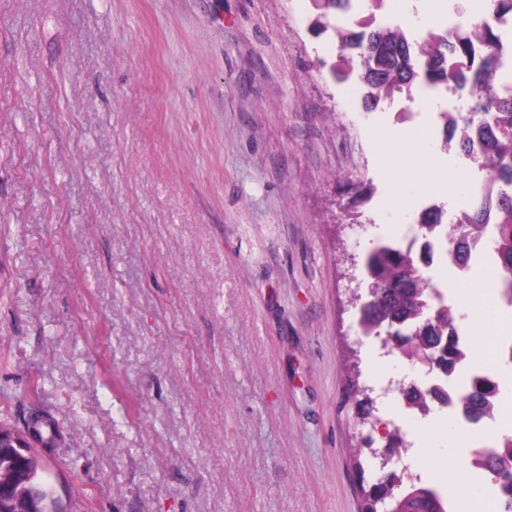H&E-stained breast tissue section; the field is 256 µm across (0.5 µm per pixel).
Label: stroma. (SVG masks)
Here are the masks:
<instances>
[{"instance_id": "1", "label": "stroma", "mask_w": 512, "mask_h": 512, "mask_svg": "<svg viewBox=\"0 0 512 512\" xmlns=\"http://www.w3.org/2000/svg\"><path fill=\"white\" fill-rule=\"evenodd\" d=\"M482 0H360L344 22L423 37ZM313 0H0V426L38 448L63 512H360L350 450L400 432L394 472L489 494L484 430L381 389L425 369L360 341L373 243L477 205L444 96L373 109L336 80ZM413 136L401 152L400 135ZM433 280L467 342L512 336L481 268ZM40 426H44L45 431H42ZM27 427L34 437L38 438L45 445H51L59 434V424L39 414L31 416Z\"/></svg>"}]
</instances>
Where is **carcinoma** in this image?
Here are the masks:
<instances>
[{
	"instance_id": "obj_1",
	"label": "carcinoma",
	"mask_w": 512,
	"mask_h": 512,
	"mask_svg": "<svg viewBox=\"0 0 512 512\" xmlns=\"http://www.w3.org/2000/svg\"><path fill=\"white\" fill-rule=\"evenodd\" d=\"M320 10L315 34L328 30L337 37L340 49L338 72L352 74L363 83L369 95L365 106L372 109L396 92H409L413 86L433 92L453 88L468 91L471 99L486 109H477L463 117L456 112L442 113L445 142L457 141L464 152H476L483 159L482 203L472 213L456 219L453 234L439 239L452 260H467L472 243L486 231L489 207L495 210L496 252L505 271L512 274V82L501 66L503 36L496 23L512 14V0H490L489 14L479 20L465 19L442 31L430 32L419 43H412L401 26L388 22L360 29L342 25L351 0H314ZM442 210L431 207L417 220L416 237L433 249L432 238L441 226ZM365 268L377 281L378 294L373 309L359 323L362 336H372V324L382 315L395 321L398 334L386 338L392 348L414 362L428 346L433 363L452 375L470 354L459 344L458 326L452 308L426 274V262L413 248L396 242L375 244L367 253ZM498 392L490 379L478 380L471 391L455 394L458 402L475 413L486 410L488 398ZM28 430L43 444H52L59 424L39 414L31 416ZM26 466L31 477L14 487L15 512H54L47 503L38 480L43 465L38 457L19 462L14 449L0 447V470ZM486 470L512 484V435L502 439L484 460ZM394 512H450L448 500L427 485H411L392 503Z\"/></svg>"
}]
</instances>
